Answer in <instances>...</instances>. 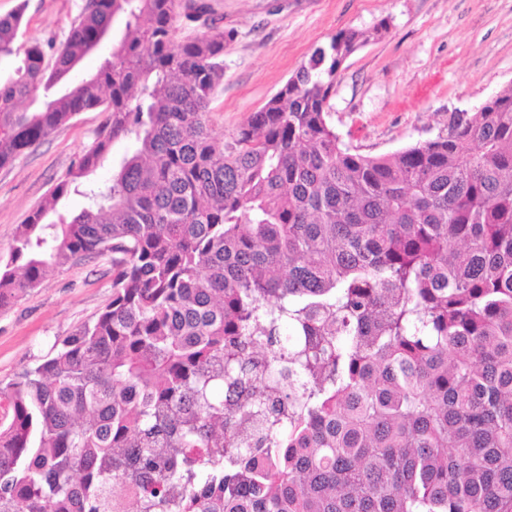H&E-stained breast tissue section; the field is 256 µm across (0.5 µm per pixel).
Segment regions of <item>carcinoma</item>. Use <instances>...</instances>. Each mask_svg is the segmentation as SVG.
<instances>
[{"mask_svg":"<svg viewBox=\"0 0 512 512\" xmlns=\"http://www.w3.org/2000/svg\"><path fill=\"white\" fill-rule=\"evenodd\" d=\"M177 8L86 0L50 54L16 46L25 3L0 18V167L104 115L21 225L0 307L53 267L115 268L97 319L0 389V512H512V85L353 152L328 112L367 41L346 29L219 139L235 33ZM180 19L205 31L176 47ZM131 148L132 144L127 140L116 141L112 145L111 150L107 155L103 165L97 169L93 178L98 179L100 182H106L112 178V162H114L115 167V165L120 161L124 154Z\"/></svg>","mask_w":512,"mask_h":512,"instance_id":"obj_1","label":"carcinoma"}]
</instances>
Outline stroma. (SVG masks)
<instances>
[{
    "mask_svg": "<svg viewBox=\"0 0 512 512\" xmlns=\"http://www.w3.org/2000/svg\"><path fill=\"white\" fill-rule=\"evenodd\" d=\"M20 43H62L85 0H26ZM235 37L211 105L231 136L339 31L382 32L342 64L330 120L355 152L378 156L446 133L451 113L477 109L512 85V0H206ZM103 121L83 112L0 167V263L21 224L93 143ZM112 299V258L53 268L0 307V386L42 363L58 340L92 323Z\"/></svg>",
    "mask_w": 512,
    "mask_h": 512,
    "instance_id": "35a3bbf8",
    "label": "stroma"
}]
</instances>
